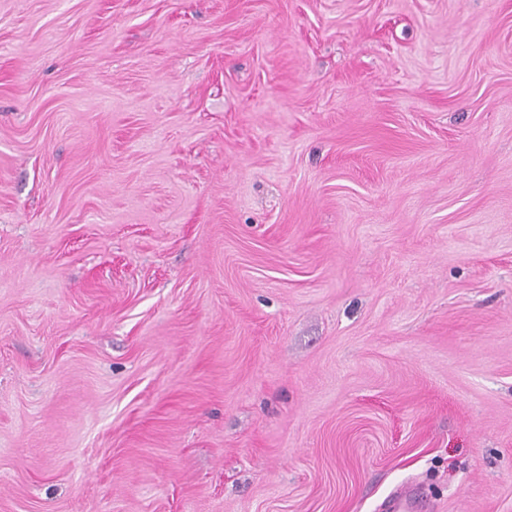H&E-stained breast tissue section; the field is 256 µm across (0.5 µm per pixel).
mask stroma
<instances>
[{
  "mask_svg": "<svg viewBox=\"0 0 512 512\" xmlns=\"http://www.w3.org/2000/svg\"><path fill=\"white\" fill-rule=\"evenodd\" d=\"M512 512V0H0V512Z\"/></svg>",
  "mask_w": 512,
  "mask_h": 512,
  "instance_id": "35a3bbf8",
  "label": "stroma"
}]
</instances>
